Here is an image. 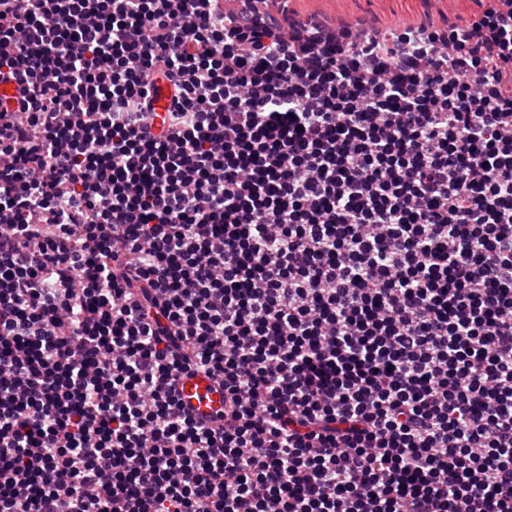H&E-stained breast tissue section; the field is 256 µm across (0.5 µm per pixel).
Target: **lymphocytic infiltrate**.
<instances>
[{"label": "lymphocytic infiltrate", "instance_id": "obj_1", "mask_svg": "<svg viewBox=\"0 0 512 512\" xmlns=\"http://www.w3.org/2000/svg\"><path fill=\"white\" fill-rule=\"evenodd\" d=\"M0 80V512H512V0H0ZM492 2L486 0H288V11L302 18L322 17L345 26L360 19L379 29L430 19L437 24L470 20ZM183 406L197 420H210L224 410V387L204 374L183 375L177 381Z\"/></svg>", "mask_w": 512, "mask_h": 512}]
</instances>
